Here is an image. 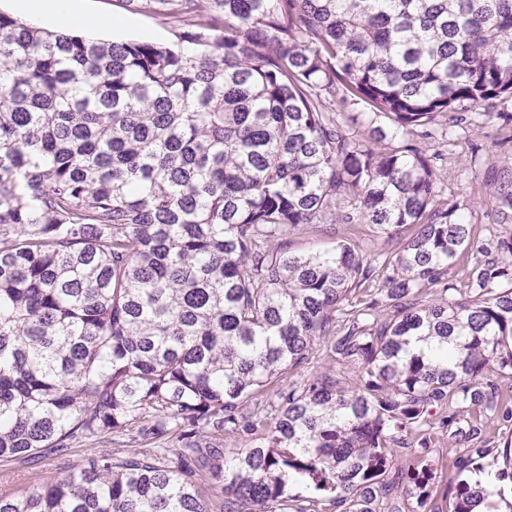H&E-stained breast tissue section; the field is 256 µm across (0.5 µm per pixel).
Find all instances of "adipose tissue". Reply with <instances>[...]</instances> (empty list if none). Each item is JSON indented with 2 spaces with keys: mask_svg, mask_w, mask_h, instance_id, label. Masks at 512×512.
Listing matches in <instances>:
<instances>
[{
  "mask_svg": "<svg viewBox=\"0 0 512 512\" xmlns=\"http://www.w3.org/2000/svg\"><path fill=\"white\" fill-rule=\"evenodd\" d=\"M22 19L31 24L51 23L64 29H79L93 38L99 32L127 27V20L86 16L75 11L73 0H14Z\"/></svg>",
  "mask_w": 512,
  "mask_h": 512,
  "instance_id": "1",
  "label": "adipose tissue"
}]
</instances>
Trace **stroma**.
<instances>
[{
    "mask_svg": "<svg viewBox=\"0 0 512 512\" xmlns=\"http://www.w3.org/2000/svg\"><path fill=\"white\" fill-rule=\"evenodd\" d=\"M81 11L90 15L132 19L127 40L171 43L174 33L154 13L140 8L136 0H78ZM461 122L448 126L445 137L420 138L421 151H442L437 173L441 200L464 208L477 234L512 236V207H493L503 185L512 186V95L497 98L493 107L471 106L462 111ZM71 452L37 459L10 471L0 470V493H17L43 484L81 461Z\"/></svg>",
    "mask_w": 512,
    "mask_h": 512,
    "instance_id": "1",
    "label": "stroma"
}]
</instances>
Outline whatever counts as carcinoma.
Returning a JSON list of instances; mask_svg holds the SVG:
<instances>
[{
  "label": "carcinoma",
  "instance_id": "carcinoma-1",
  "mask_svg": "<svg viewBox=\"0 0 512 512\" xmlns=\"http://www.w3.org/2000/svg\"><path fill=\"white\" fill-rule=\"evenodd\" d=\"M141 7L174 43L0 13V467L88 445L0 512H209L205 475L224 512H375L395 444L407 512H440L436 432L449 512H512L471 478L512 483V441H480L512 424V236L439 205L413 144L512 93V0ZM311 224L413 234L289 251ZM433 452L430 454V463L433 468L438 473L437 476L440 475V481L437 488L434 489V495L437 499V502L442 507L444 511H448V499L445 500L442 498V492L444 489L443 483L448 480V475L451 472L452 460L454 457L460 452L461 448L457 447L454 441L448 438V434H435L433 443L431 445ZM444 479V482L441 484V480Z\"/></svg>",
  "mask_w": 512,
  "mask_h": 512
}]
</instances>
